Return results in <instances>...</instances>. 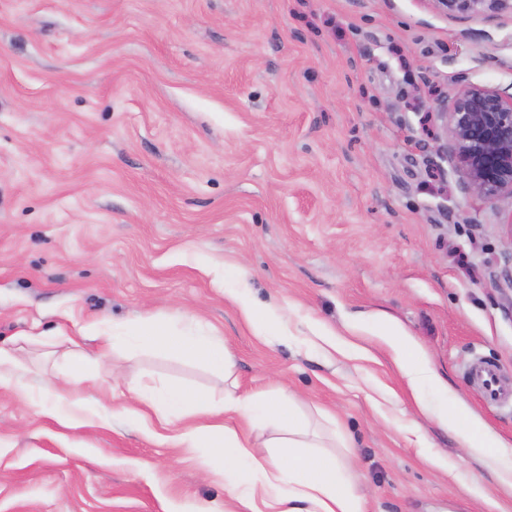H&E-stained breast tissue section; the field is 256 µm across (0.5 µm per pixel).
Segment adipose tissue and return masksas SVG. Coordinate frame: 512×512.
Listing matches in <instances>:
<instances>
[{
	"label": "adipose tissue",
	"instance_id": "1",
	"mask_svg": "<svg viewBox=\"0 0 512 512\" xmlns=\"http://www.w3.org/2000/svg\"><path fill=\"white\" fill-rule=\"evenodd\" d=\"M381 327L409 383L434 382V371L403 345L401 332L387 321ZM128 333L154 353L232 373L233 359L221 337L180 333L154 318L130 323ZM130 389L140 405L133 416L145 433L164 444L172 440L182 447L208 449L214 464L223 467L226 491L241 512H361L354 474L334 451L325 449L285 390L230 394L217 407L207 393L179 385L167 386L161 398L140 382L131 383ZM256 410L271 433L264 442L267 452L260 456L253 441ZM440 419L458 432L464 448L485 458L512 486V453L503 451L502 441L463 427V415L455 406H447Z\"/></svg>",
	"mask_w": 512,
	"mask_h": 512
}]
</instances>
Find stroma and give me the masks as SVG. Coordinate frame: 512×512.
<instances>
[{"instance_id":"1","label":"stroma","mask_w":512,"mask_h":512,"mask_svg":"<svg viewBox=\"0 0 512 512\" xmlns=\"http://www.w3.org/2000/svg\"><path fill=\"white\" fill-rule=\"evenodd\" d=\"M512 96V16L432 0H0V512H182L224 504V471L138 427L68 425L56 376L92 406L129 382L287 389L358 476L362 512H512V488L423 417L379 317L437 373L432 407L512 444V206L462 188L441 109L463 86ZM274 309L264 333L242 305ZM156 318L222 337L235 366L118 340L72 378L78 327ZM362 325L365 351L329 335ZM46 333L44 345L21 335ZM24 371L15 355L0 348V388H18L22 384ZM472 380L482 389L491 403L501 402L505 394L501 389L499 375L495 367L484 363H475L470 372Z\"/></svg>"}]
</instances>
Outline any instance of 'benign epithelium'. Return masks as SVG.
<instances>
[{
    "label": "benign epithelium",
    "mask_w": 512,
    "mask_h": 512,
    "mask_svg": "<svg viewBox=\"0 0 512 512\" xmlns=\"http://www.w3.org/2000/svg\"><path fill=\"white\" fill-rule=\"evenodd\" d=\"M449 16L512 14V0H432ZM464 187L484 200L512 199V97L466 86L444 112Z\"/></svg>",
    "instance_id": "7a95c632"
}]
</instances>
